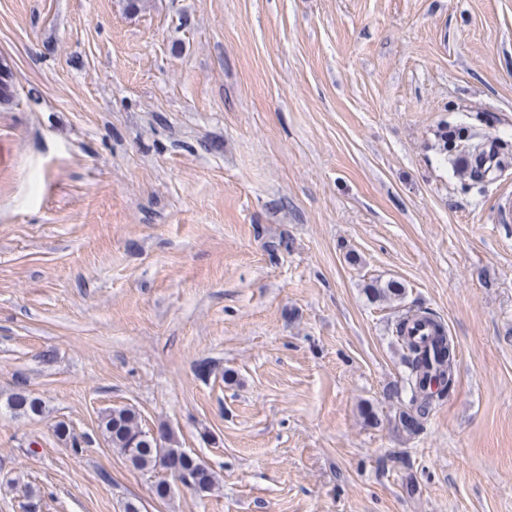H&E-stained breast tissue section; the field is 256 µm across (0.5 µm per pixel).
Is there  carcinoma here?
I'll return each mask as SVG.
<instances>
[{"label": "carcinoma", "instance_id": "cac0c4a2", "mask_svg": "<svg viewBox=\"0 0 512 512\" xmlns=\"http://www.w3.org/2000/svg\"><path fill=\"white\" fill-rule=\"evenodd\" d=\"M365 293L374 302L401 301L406 296V286L396 279L384 282L375 279L366 284ZM414 319L432 325L430 344L421 345L407 335V323ZM393 333L404 349L406 374L403 385L388 387L386 394L398 398L404 390L410 393L399 420L415 434L421 430L433 406L446 399L454 387L456 351L441 319L426 308L409 310L395 322ZM7 406L16 415H37L42 410L41 401L23 390L14 393ZM98 428L109 446L117 449L136 470H162L198 493H210L217 486L216 475L205 461L176 447L167 426L144 428L140 414L132 407L105 411Z\"/></svg>", "mask_w": 512, "mask_h": 512}]
</instances>
